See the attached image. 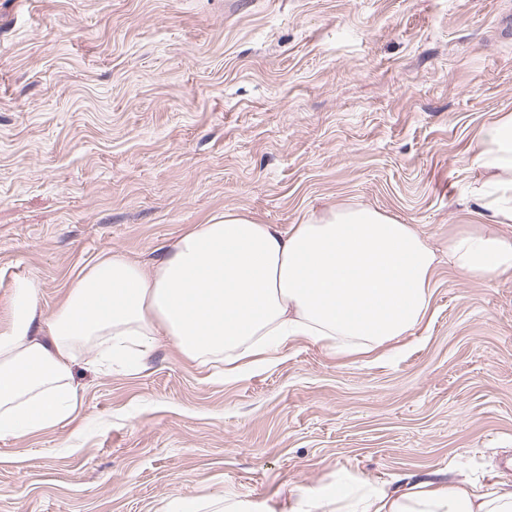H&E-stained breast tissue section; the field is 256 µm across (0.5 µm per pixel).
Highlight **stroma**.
I'll return each instance as SVG.
<instances>
[{
  "mask_svg": "<svg viewBox=\"0 0 512 512\" xmlns=\"http://www.w3.org/2000/svg\"><path fill=\"white\" fill-rule=\"evenodd\" d=\"M512 0H0V314L52 311L110 250L148 263L244 210L368 205L438 251L472 221L471 149L512 113ZM69 424L0 440V512H282L344 477L512 482V276L447 264L402 351L288 342L228 379L167 346L73 366Z\"/></svg>",
  "mask_w": 512,
  "mask_h": 512,
  "instance_id": "1",
  "label": "stroma"
}]
</instances>
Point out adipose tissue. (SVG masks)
Returning a JSON list of instances; mask_svg holds the SVG:
<instances>
[{
    "label": "adipose tissue",
    "instance_id": "adipose-tissue-1",
    "mask_svg": "<svg viewBox=\"0 0 512 512\" xmlns=\"http://www.w3.org/2000/svg\"><path fill=\"white\" fill-rule=\"evenodd\" d=\"M472 168L485 177L472 195L492 228L449 234L448 263L482 281L512 274V113L484 126ZM439 259L410 224L380 210L343 205L310 211L282 228L227 210L183 231L150 264L108 251L68 283L51 312L39 284H17L0 321V438L70 422L80 404L72 366L138 372L159 341L188 360L219 362L225 376L274 364L288 340L331 353L368 354L396 345L429 310ZM285 512H512V485L477 493L432 477L402 492L346 481L290 498Z\"/></svg>",
    "mask_w": 512,
    "mask_h": 512
}]
</instances>
